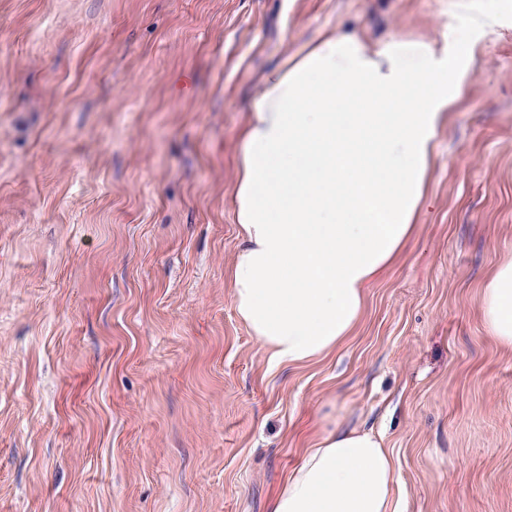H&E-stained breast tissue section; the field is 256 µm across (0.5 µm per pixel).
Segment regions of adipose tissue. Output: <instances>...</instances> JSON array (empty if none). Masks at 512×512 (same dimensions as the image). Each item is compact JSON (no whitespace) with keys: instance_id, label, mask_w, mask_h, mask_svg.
<instances>
[{"instance_id":"adipose-tissue-1","label":"adipose tissue","mask_w":512,"mask_h":512,"mask_svg":"<svg viewBox=\"0 0 512 512\" xmlns=\"http://www.w3.org/2000/svg\"><path fill=\"white\" fill-rule=\"evenodd\" d=\"M473 18L438 46H376L335 31L266 79L240 132L232 203L241 248L230 270L240 321L274 364L327 356L359 322L365 287L415 230L437 132L464 94ZM484 322L512 348V260L482 291ZM398 465L367 430L335 428L308 448L272 512H398Z\"/></svg>"}]
</instances>
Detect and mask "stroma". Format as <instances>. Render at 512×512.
I'll return each instance as SVG.
<instances>
[{"label":"stroma","instance_id":"35a3bbf8","mask_svg":"<svg viewBox=\"0 0 512 512\" xmlns=\"http://www.w3.org/2000/svg\"><path fill=\"white\" fill-rule=\"evenodd\" d=\"M486 11L414 235L335 351L272 366L230 280L266 73ZM507 260L512 0H0V512H270L339 424L382 434L402 512H512ZM484 322L494 339L512 348V260L500 264L482 291Z\"/></svg>","mask_w":512,"mask_h":512}]
</instances>
